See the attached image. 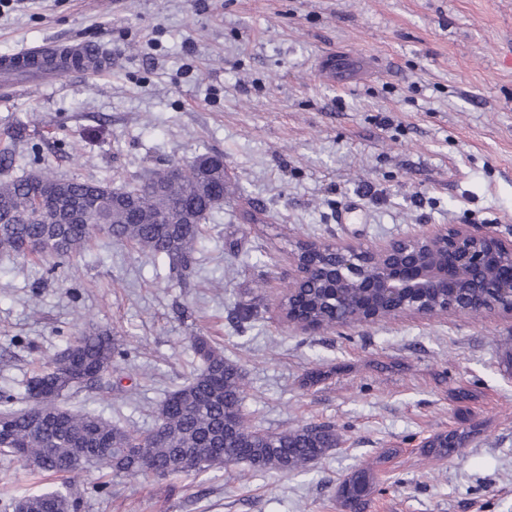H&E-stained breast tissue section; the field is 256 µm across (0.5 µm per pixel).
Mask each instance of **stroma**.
<instances>
[{"mask_svg": "<svg viewBox=\"0 0 512 512\" xmlns=\"http://www.w3.org/2000/svg\"><path fill=\"white\" fill-rule=\"evenodd\" d=\"M106 45L112 69L0 93V181L50 171L115 186L220 153L232 193L207 219L189 275L99 239L56 267L0 255V394L89 327L121 354L111 388L68 407L121 427L198 365L208 337L242 370L261 429L333 423L337 448L291 474L238 464L153 481L33 471L0 455V512L71 487L79 512H343L337 486L371 468L366 512H512V315L403 314L303 333L281 319L299 240L379 245L438 227L512 235V0H24L0 9V57L48 40ZM354 59L326 80L321 57ZM254 320L239 319L242 310ZM327 377L307 386L308 375ZM474 395L480 432L436 462L421 446L456 428Z\"/></svg>", "mask_w": 512, "mask_h": 512, "instance_id": "stroma-1", "label": "stroma"}]
</instances>
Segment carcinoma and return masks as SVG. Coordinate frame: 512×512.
<instances>
[{"mask_svg":"<svg viewBox=\"0 0 512 512\" xmlns=\"http://www.w3.org/2000/svg\"><path fill=\"white\" fill-rule=\"evenodd\" d=\"M154 171L137 186L67 181L76 224H1L0 252L25 258V243L52 264L69 258L103 236L139 252L168 261L183 278L195 247L206 238L205 221L228 197L224 156L200 154L182 165L172 182ZM45 186L59 182L41 171L0 182V210L18 215L35 211L39 202L32 180ZM288 309L317 323L343 319L336 308V289L328 283L304 289ZM200 361L197 371L169 392L154 410L150 429H125L88 412L61 405L71 392L89 384H69L63 377L80 366L91 372L110 367L116 340L104 331H84L68 341L47 370L27 386L30 405L15 410L11 396L0 395V453L45 473L78 475L110 469L116 475L166 479L201 475L237 464L255 473H293L321 458L339 443L332 424H304L278 432L250 424L243 412L245 387L240 368L204 336L192 338ZM477 433L476 426L432 436L426 453L435 460L458 455ZM374 489L370 469L345 476L338 487L343 508L363 512ZM15 507L25 512H76L77 500L58 489L22 496Z\"/></svg>","mask_w":512,"mask_h":512,"instance_id":"cac0c4a2","label":"carcinoma"}]
</instances>
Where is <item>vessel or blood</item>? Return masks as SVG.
Masks as SVG:
<instances>
[{"instance_id":"vessel-or-blood-1","label":"vessel or blood","mask_w":512,"mask_h":512,"mask_svg":"<svg viewBox=\"0 0 512 512\" xmlns=\"http://www.w3.org/2000/svg\"><path fill=\"white\" fill-rule=\"evenodd\" d=\"M111 66L110 54L101 46L83 41L31 47L0 58V84L9 86L22 78L49 83L71 71L97 76Z\"/></svg>"}]
</instances>
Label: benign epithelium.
<instances>
[{
  "instance_id": "obj_1",
  "label": "benign epithelium",
  "mask_w": 512,
  "mask_h": 512,
  "mask_svg": "<svg viewBox=\"0 0 512 512\" xmlns=\"http://www.w3.org/2000/svg\"><path fill=\"white\" fill-rule=\"evenodd\" d=\"M53 216L37 212L43 224H69L73 218L63 190L56 192ZM493 251L506 276L489 272L488 251ZM292 285L281 300L286 308L289 297L313 277L333 280L338 288H353L349 295H336V305L345 307L350 325L382 320L375 310L378 302L399 303L393 315L414 314L424 318L450 312L481 313L501 310L512 313V239L481 231L471 224L437 227L410 238L390 241L380 247L362 244H336L329 241H300L291 253ZM450 288H471L462 305L431 310L426 302ZM482 288H498L507 293L508 303L488 305Z\"/></svg>"
}]
</instances>
